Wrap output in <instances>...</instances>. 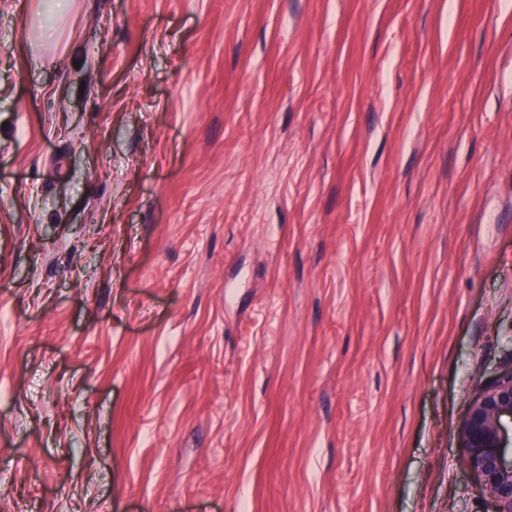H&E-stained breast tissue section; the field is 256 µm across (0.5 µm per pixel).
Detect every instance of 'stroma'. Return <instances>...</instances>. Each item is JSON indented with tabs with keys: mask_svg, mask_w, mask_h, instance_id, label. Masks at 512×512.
I'll return each instance as SVG.
<instances>
[{
	"mask_svg": "<svg viewBox=\"0 0 512 512\" xmlns=\"http://www.w3.org/2000/svg\"><path fill=\"white\" fill-rule=\"evenodd\" d=\"M512 0H0V512H490ZM460 448L464 465L477 477L494 512H512V371L474 400Z\"/></svg>",
	"mask_w": 512,
	"mask_h": 512,
	"instance_id": "obj_1",
	"label": "stroma"
}]
</instances>
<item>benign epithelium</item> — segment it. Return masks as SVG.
<instances>
[{
	"mask_svg": "<svg viewBox=\"0 0 512 512\" xmlns=\"http://www.w3.org/2000/svg\"><path fill=\"white\" fill-rule=\"evenodd\" d=\"M460 448L464 465L477 477L494 512H512V371L474 400Z\"/></svg>",
	"mask_w": 512,
	"mask_h": 512,
	"instance_id": "benign-epithelium-1",
	"label": "benign epithelium"
}]
</instances>
